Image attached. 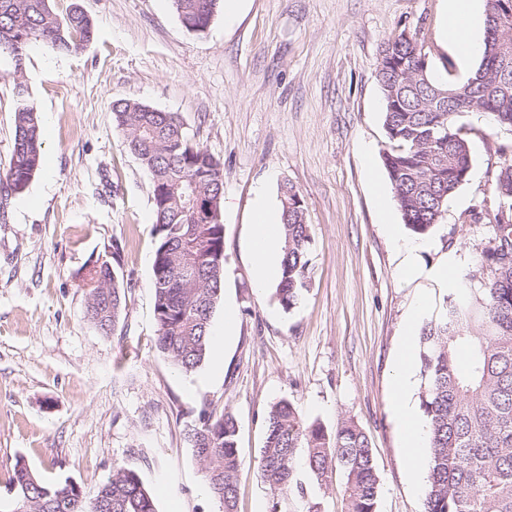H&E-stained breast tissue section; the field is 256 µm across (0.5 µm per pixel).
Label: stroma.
<instances>
[{
  "mask_svg": "<svg viewBox=\"0 0 512 512\" xmlns=\"http://www.w3.org/2000/svg\"><path fill=\"white\" fill-rule=\"evenodd\" d=\"M83 9L94 37L79 51L31 44L22 64L0 57V175L14 144V85L23 81L44 132L39 171L20 194L0 183V512L17 458L53 483L93 496L114 468L140 475L157 512H218L186 437L204 405L238 423L237 512H345L342 474L321 484L305 463V492L276 496L258 474L270 405L291 401L307 421L344 420L371 439L376 512H424L397 430L392 380L420 294L430 319L449 285L487 246L491 228L460 217L497 206L498 171L512 164V131L478 110L456 123L473 164L449 200L418 273L382 223L394 191L377 82L379 53L400 32L431 48L439 81L462 79L441 36V0H243L192 35L172 0H51ZM134 99L177 113L186 135L224 166V294L236 315L221 363L182 372L154 346L150 177L127 146L112 104ZM290 183L311 226V281L284 311L257 291L251 255L258 195L280 208ZM121 248L127 306L111 335L86 317L87 265ZM216 312L211 332L222 333Z\"/></svg>",
  "mask_w": 512,
  "mask_h": 512,
  "instance_id": "obj_1",
  "label": "stroma"
}]
</instances>
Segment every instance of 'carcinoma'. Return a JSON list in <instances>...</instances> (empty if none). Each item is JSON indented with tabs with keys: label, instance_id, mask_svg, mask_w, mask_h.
I'll return each instance as SVG.
<instances>
[{
	"label": "carcinoma",
	"instance_id": "carcinoma-1",
	"mask_svg": "<svg viewBox=\"0 0 512 512\" xmlns=\"http://www.w3.org/2000/svg\"><path fill=\"white\" fill-rule=\"evenodd\" d=\"M178 17L205 32L221 0H172ZM93 35L92 21L77 9L58 15L50 0H0V53L23 56L41 42L60 51L78 50ZM414 34L401 32L380 53L377 80L385 101L388 143L382 161L403 223L424 236L443 218L448 199L466 181L472 153L456 126L454 94L467 91L472 108L493 124L512 128V0H485L484 49L478 67L460 85L436 83ZM15 137L4 175L14 193L24 192L40 169L41 119L28 88L15 83ZM115 120L129 150L150 175L156 248L153 288L161 355L184 372L195 370L210 350L214 314L224 291V224L198 216L193 202L220 214L224 168L189 139L179 116L143 103H113ZM499 204L471 214L493 235L467 277L480 284L466 292L448 289L438 313L420 332L424 381L420 408L429 439L425 512H512V165L496 175ZM281 276L275 297L285 311L299 303L310 281L311 228L305 204L292 186L281 188ZM119 248L112 266L87 269V317L104 335L114 331L127 305L118 276ZM238 426L227 411L203 408L187 432L219 512H235L239 481ZM327 482L345 477L347 512H375L379 479L368 434L344 421L332 434L306 421L288 400L267 413L259 474L274 492L303 491L295 479L297 449ZM10 485L11 512H156L138 473L116 468L86 499L73 483H50L18 458Z\"/></svg>",
	"mask_w": 512,
	"mask_h": 512
}]
</instances>
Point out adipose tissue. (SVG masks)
<instances>
[{
  "label": "adipose tissue",
  "mask_w": 512,
  "mask_h": 512,
  "mask_svg": "<svg viewBox=\"0 0 512 512\" xmlns=\"http://www.w3.org/2000/svg\"><path fill=\"white\" fill-rule=\"evenodd\" d=\"M475 0H443V32L449 35L463 57L481 51L482 45L470 36ZM283 242V229L265 203H257L254 213L252 260L255 286L265 289L279 274L276 255ZM416 347L407 344L395 364L394 395L397 417L403 437L408 469L415 482H423L427 475V454L423 448L426 430L416 416L410 392L414 385L413 362Z\"/></svg>",
  "instance_id": "obj_1"
}]
</instances>
